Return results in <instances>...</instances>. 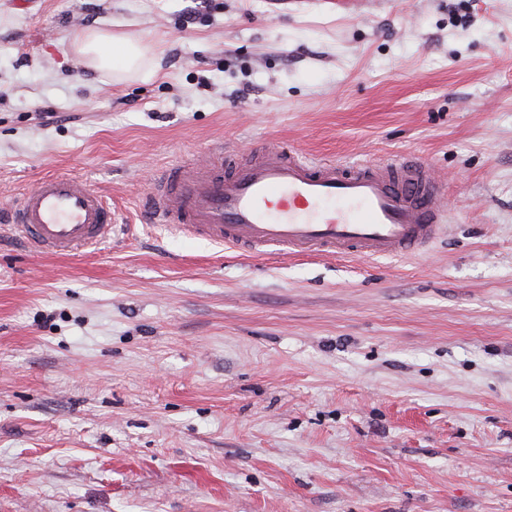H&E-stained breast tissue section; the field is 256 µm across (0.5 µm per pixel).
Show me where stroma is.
Listing matches in <instances>:
<instances>
[{"mask_svg":"<svg viewBox=\"0 0 512 512\" xmlns=\"http://www.w3.org/2000/svg\"><path fill=\"white\" fill-rule=\"evenodd\" d=\"M219 140L418 159L448 230L298 260L149 225L152 171ZM53 173L126 230L0 226V512H512V0H0V209ZM81 52L98 69L137 70L143 56L141 47L129 38L114 36L103 32L88 34Z\"/></svg>","mask_w":512,"mask_h":512,"instance_id":"35a3bbf8","label":"stroma"}]
</instances>
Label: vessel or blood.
<instances>
[{
	"mask_svg": "<svg viewBox=\"0 0 512 512\" xmlns=\"http://www.w3.org/2000/svg\"><path fill=\"white\" fill-rule=\"evenodd\" d=\"M444 185L419 162L310 159L267 144L224 166V147L158 170L146 218L257 256L411 257L445 231ZM32 251L70 256L111 243L120 213L79 177L49 174L7 214Z\"/></svg>",
	"mask_w": 512,
	"mask_h": 512,
	"instance_id": "b4317fda",
	"label": "vessel or blood"
}]
</instances>
